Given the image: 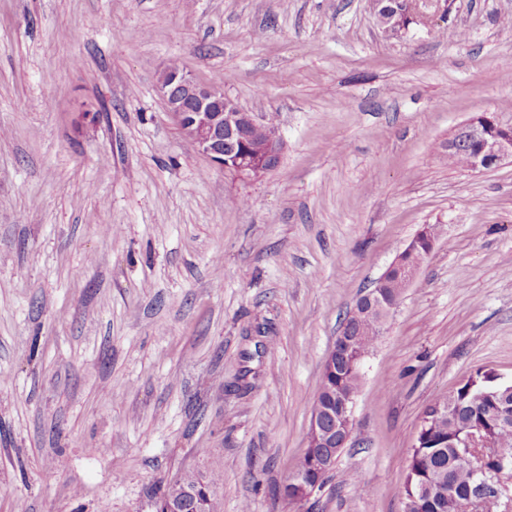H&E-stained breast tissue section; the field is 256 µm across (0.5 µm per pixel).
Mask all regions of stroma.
Segmentation results:
<instances>
[{
  "label": "stroma",
  "instance_id": "35a3bbf8",
  "mask_svg": "<svg viewBox=\"0 0 512 512\" xmlns=\"http://www.w3.org/2000/svg\"><path fill=\"white\" fill-rule=\"evenodd\" d=\"M412 2L390 32L371 0H0V512H153L187 471L224 512H404L425 409L512 384V161L444 151L512 125V0ZM172 60L274 119L277 169L195 149L156 91ZM428 224L356 443L288 505L341 325ZM448 150L465 153L468 167L489 169L512 158V126H503L486 116L461 125L448 142ZM466 157L448 153V161L466 164ZM203 480L206 485L208 492L206 511L203 512H223V505L215 495L213 489V481L208 479L206 475L200 472L188 471L185 472L175 483L169 485L165 491H163L155 502L156 512H166L163 510V505L167 502L169 496L172 494L174 488L180 481L185 482L188 486L200 483Z\"/></svg>",
  "mask_w": 512,
  "mask_h": 512
}]
</instances>
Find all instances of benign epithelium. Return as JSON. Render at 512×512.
Instances as JSON below:
<instances>
[{
    "instance_id": "1",
    "label": "benign epithelium",
    "mask_w": 512,
    "mask_h": 512,
    "mask_svg": "<svg viewBox=\"0 0 512 512\" xmlns=\"http://www.w3.org/2000/svg\"><path fill=\"white\" fill-rule=\"evenodd\" d=\"M398 0H378V17L387 22L394 18L405 23L410 11L397 18L394 4ZM156 89L169 112L176 118L183 135L210 161L237 177L249 179L277 169L282 160V141L275 134L263 143L251 142V133L260 123L254 113L238 107L216 86L197 82L179 67L166 64L159 72ZM448 150L465 153L468 167L489 169L512 158V126H503L486 116L461 125L448 142ZM355 397L345 402L343 414L327 425L323 409L313 408L310 430L322 438L325 449L313 460L314 470L323 476L336 466L334 449L347 448L354 428ZM500 466L496 471L479 470L480 492L467 508L484 512H512V475L505 464L507 453L498 451ZM298 495L307 499L318 489L320 481L290 478Z\"/></svg>"
}]
</instances>
